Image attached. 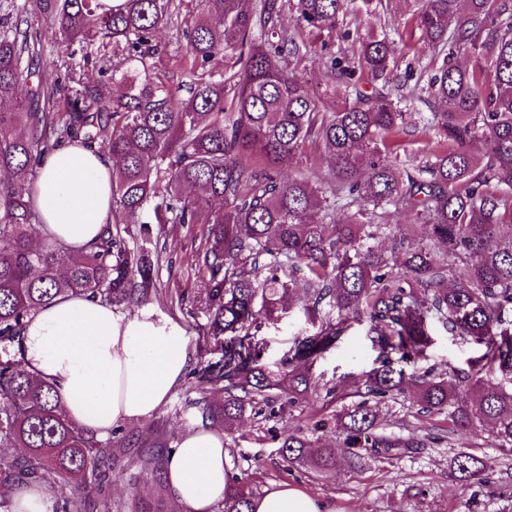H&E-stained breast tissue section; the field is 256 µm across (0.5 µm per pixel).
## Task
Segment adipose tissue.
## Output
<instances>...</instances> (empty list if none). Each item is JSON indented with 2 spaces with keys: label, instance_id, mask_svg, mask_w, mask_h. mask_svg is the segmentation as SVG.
I'll return each mask as SVG.
<instances>
[{
  "label": "adipose tissue",
  "instance_id": "obj_1",
  "mask_svg": "<svg viewBox=\"0 0 512 512\" xmlns=\"http://www.w3.org/2000/svg\"><path fill=\"white\" fill-rule=\"evenodd\" d=\"M113 162L73 141L46 154L32 189L44 230L80 253L112 221ZM25 366L51 380L67 417L99 436L120 423H146L169 401L188 360L184 328L145 306L124 314L69 294L32 314L25 328ZM229 452L223 432L181 435L166 465L177 512H209L224 497ZM253 512H325L288 486L265 491Z\"/></svg>",
  "mask_w": 512,
  "mask_h": 512
}]
</instances>
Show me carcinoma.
<instances>
[{"label":"carcinoma","instance_id":"carcinoma-1","mask_svg":"<svg viewBox=\"0 0 512 512\" xmlns=\"http://www.w3.org/2000/svg\"><path fill=\"white\" fill-rule=\"evenodd\" d=\"M294 30L276 23L281 0H195L186 58L165 79L150 74L155 34L171 19V0H42L54 35L70 56L112 48L119 96L83 85L67 112L50 111L51 94L31 76L18 37L0 31V448H22L5 463L0 512L13 489L38 482L80 497L111 495L112 459L122 445L97 438L66 417L55 384L24 366L26 319L70 292L134 308L157 294L152 224H204L202 304L206 336L220 347L200 363L201 387L221 388L218 403L195 402L208 428L234 435L250 408L272 392L288 403L318 389L311 370L362 314L380 365L363 382L362 400L336 414L353 458L381 448H414L411 437L379 433V403L405 392L448 429L429 439L461 445L475 425L490 428L512 452V0H289ZM402 13L431 49L420 93L432 112L410 111L397 74L399 52L386 32L346 31L353 53H335L338 25L362 12ZM233 58L229 78L213 69ZM311 58L325 69L328 110L291 68ZM372 86L366 93L362 84ZM427 136L402 164L408 128ZM106 134L117 161L112 223L78 254L50 235L35 238L31 189L44 155L63 140L84 144ZM310 145L327 172L281 171ZM408 211L426 235L396 233ZM345 215L336 222V214ZM139 225L131 247L124 225ZM391 240L390 253L378 248ZM307 274L305 310L316 330L294 341L280 367L263 361L252 330L301 301L285 269ZM328 308L320 317V310ZM437 318L485 352L466 372L419 373ZM300 428L281 439L282 457L323 473L336 449L312 453ZM487 465L459 452L450 473L483 480ZM95 481L87 482L88 474ZM240 480L224 491L220 512H252Z\"/></svg>","mask_w":512,"mask_h":512}]
</instances>
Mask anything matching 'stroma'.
<instances>
[{
    "mask_svg": "<svg viewBox=\"0 0 512 512\" xmlns=\"http://www.w3.org/2000/svg\"><path fill=\"white\" fill-rule=\"evenodd\" d=\"M173 4L171 22L156 37L166 60L184 54L183 31L193 8L191 0H173ZM1 27L26 32L32 72L57 87L56 111H64L69 89L80 82L103 84L110 92H118V84L112 81L116 61L111 52H94L91 63L82 67L72 64L50 36L52 15L40 13L34 0H0ZM203 231L200 224L153 227V241L160 253L156 284L159 296L150 305L184 327L189 346L187 371L170 400L149 422L114 427L115 437L135 436L138 446L113 465L109 502L82 503L81 512H176L167 488L156 483L144 461L154 453L157 442L175 447L181 434L199 425V418L188 409L191 402L204 397L214 402L223 398L220 390H201L192 375L206 357L204 333L208 316L198 302L202 283L197 265V257L205 247ZM311 329L306 313L299 307L277 324L261 325L257 338L265 344V362L272 366L280 363L295 338ZM368 330L366 320L353 322L336 348L317 360L312 373L322 383V390L309 392L302 402L293 405L286 398H278L273 405V418L244 417L233 440L227 443L233 474L256 495L279 484L299 488L322 501L328 512H512V475L501 470L505 453L484 427L470 431L465 438L467 453L493 466L486 481L480 483L463 484L450 478L454 451L444 443L431 448H392L383 457L365 459L363 467L353 465L347 449L341 446L343 436L334 415L352 401L355 381L377 365ZM430 333L432 345L426 358L419 362V371H465L481 353L479 346L451 333L441 321H431ZM328 385L337 386V397L326 395L324 388ZM380 409L388 435L421 437L428 429L446 423L445 416L419 413L404 398L386 400ZM296 426L318 445L338 449L340 463L336 470L318 474L283 459L280 435Z\"/></svg>",
    "mask_w": 512,
    "mask_h": 512,
    "instance_id": "1",
    "label": "stroma"
}]
</instances>
